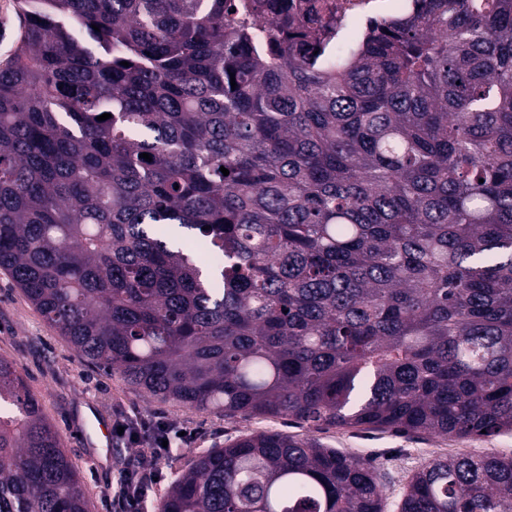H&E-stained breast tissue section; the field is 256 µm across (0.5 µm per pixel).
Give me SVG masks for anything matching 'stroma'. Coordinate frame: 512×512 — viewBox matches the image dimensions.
I'll return each instance as SVG.
<instances>
[{"label": "stroma", "mask_w": 512, "mask_h": 512, "mask_svg": "<svg viewBox=\"0 0 512 512\" xmlns=\"http://www.w3.org/2000/svg\"><path fill=\"white\" fill-rule=\"evenodd\" d=\"M0 356L16 364L47 418L66 439L71 431L90 428L85 410L92 405L112 422L123 418L146 422L167 419L189 434L190 443L174 448L165 462L162 480L149 503L150 512H159L161 499L174 476L192 456L224 447L244 432L312 436L345 453L378 457L391 477L387 495L393 501L400 499L409 472L436 453L491 451L512 455V433L448 441L392 431H340L288 417L229 419L218 412H202L143 395L129 389L118 376L107 374L80 357L15 286L9 273L1 269ZM65 448L81 473L90 512H116L111 488L131 458V449L119 438L113 439L108 452L91 442L74 444L67 440Z\"/></svg>", "instance_id": "stroma-1"}]
</instances>
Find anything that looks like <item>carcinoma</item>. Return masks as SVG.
Returning <instances> with one entry per match:
<instances>
[{"instance_id":"carcinoma-1","label":"carcinoma","mask_w":512,"mask_h":512,"mask_svg":"<svg viewBox=\"0 0 512 512\" xmlns=\"http://www.w3.org/2000/svg\"><path fill=\"white\" fill-rule=\"evenodd\" d=\"M20 7L0 268L80 356L226 418L512 431V0H421L348 51L242 0ZM386 506L375 459L247 432L160 512ZM0 512H88L3 357ZM397 512H512V457L436 455Z\"/></svg>"}]
</instances>
